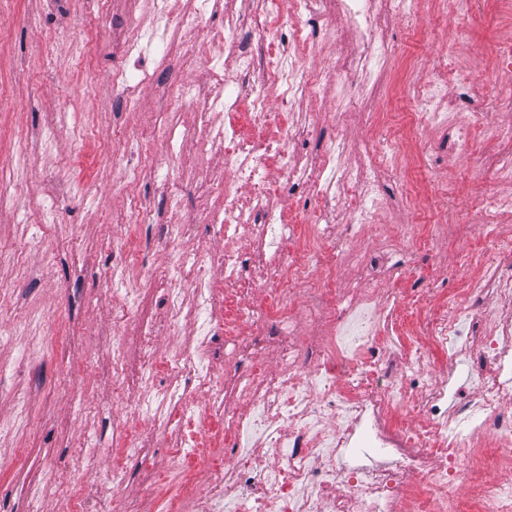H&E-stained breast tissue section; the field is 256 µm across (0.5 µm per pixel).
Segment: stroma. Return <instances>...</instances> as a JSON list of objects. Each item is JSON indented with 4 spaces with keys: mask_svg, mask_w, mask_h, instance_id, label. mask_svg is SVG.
I'll return each instance as SVG.
<instances>
[{
    "mask_svg": "<svg viewBox=\"0 0 512 512\" xmlns=\"http://www.w3.org/2000/svg\"><path fill=\"white\" fill-rule=\"evenodd\" d=\"M47 2L0 0V160L11 158L20 135L50 126L57 133L52 157L31 153L16 176L15 209L0 211V280L9 283L0 291V306L8 310L0 322L11 330L0 335V512H84L88 505L126 512L127 502L141 496L150 478L157 495L145 502L143 512H191L179 485L187 481L205 488L208 469L192 459L183 476L175 477L180 449L135 413L125 381L113 376L109 338L116 301L100 284L112 269L117 239L135 238L144 265L159 277L172 271L180 255L223 252V237L202 216L224 203V148L202 150L198 135L181 139L163 178L155 172L151 152L136 150L137 143L151 141L163 85L192 79L199 86V99L185 103L173 118L179 128L209 96L210 81L203 63L191 62L183 50L161 66L146 49L140 64L161 70V85L141 89L136 111H113L112 73L123 60L114 53L112 39L125 30L131 0H55L52 9ZM419 8L426 15L419 27L397 22L382 29L395 50L380 76L378 96L364 108L355 103V89L337 81L339 62L355 48L353 32L341 20L332 28L311 21L315 51L303 62L319 71L326 97L310 103L278 94L274 101L285 113L337 111L344 122L318 120L303 152L326 151L341 136L352 155L361 154L378 128L414 111V86L441 76L438 50L453 46L461 30L469 48L456 55L455 64L480 74L472 91L475 102L512 83V72L495 71L496 48L512 33V8L504 0H483L477 19L462 12L444 14L434 0H421ZM49 29L61 37L47 62L40 45ZM79 138L84 141L80 149L75 146ZM417 138L430 147L425 162L390 171L379 182L392 200L382 221L391 234L401 224L438 222L445 230L417 254L397 256L406 277L389 279L387 285L416 289L426 310L450 301L465 305L469 298L463 284L478 270L465 264L464 254L479 253L489 238L512 231V218L484 208L487 187L475 178L472 164L449 157L438 131L424 129ZM125 162L141 171L134 184L119 181ZM167 182L183 198L179 210L164 206ZM442 184L450 186L453 199L447 211L429 213L427 206L438 201ZM203 185L208 194H200ZM48 192L54 195L57 224L46 229L40 247L18 259L20 216L33 214ZM134 198L151 207L156 223H134ZM56 317L64 321L63 333L53 337L47 325ZM14 388L27 394L25 412L14 406ZM116 416L131 435L151 440L147 453L155 464L153 477H146L139 456L113 441ZM115 466L127 475L119 490L101 476Z\"/></svg>",
    "mask_w": 512,
    "mask_h": 512,
    "instance_id": "35a3bbf8",
    "label": "stroma"
}]
</instances>
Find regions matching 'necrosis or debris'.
Returning <instances> with one entry per match:
<instances>
[{"label": "necrosis or debris", "mask_w": 512, "mask_h": 512, "mask_svg": "<svg viewBox=\"0 0 512 512\" xmlns=\"http://www.w3.org/2000/svg\"><path fill=\"white\" fill-rule=\"evenodd\" d=\"M176 2L141 0L162 19L156 28L140 29L137 14L127 15L126 24L137 36L121 49L125 67L112 73L114 104L121 111L135 110L140 87L157 80V73L136 66L144 47L164 58L173 39H180L194 44L214 72L223 68L225 55H233L247 86L217 78L194 123L208 144L232 145L225 157L233 176L224 182V204L204 216L228 248L205 260L182 256V267L192 274L186 291L170 278L146 279L123 243L114 247L112 273L101 287L125 302L113 315L112 372L136 374L135 397L152 425L201 458L195 431L182 422L191 413L183 401L184 384L194 380L207 396V409L223 418L226 440L236 445L254 439L268 450L261 464L242 459L211 471L208 490L194 498V512H512V239L493 240L482 272L466 283L475 306L424 313L418 295L403 290L388 291L386 302H379L380 265L394 254L419 249L423 240L414 224L400 225L396 236H387L378 218L388 201L377 176L407 167L413 155L387 136L355 161L341 139L324 155L298 159L295 147L315 124L313 112L278 137L268 135L279 122L271 97L276 86L287 87L294 99L322 98L321 81L297 57L298 46L308 43L306 19H343L357 38L344 75L371 78L389 55L379 34L382 24L417 22L416 0H291L296 23L288 31L270 23L281 0H261V18L248 33L233 18L205 32L221 0H189L181 8ZM247 35L257 50L244 45ZM448 77L445 83L432 78L414 87L419 110L412 125L447 127L452 153L466 160L480 115L449 124L448 111L461 108L462 98L449 96L448 86L467 88L474 75L452 70ZM196 96L192 80L163 94L152 142L166 145L167 157L175 155L170 116ZM273 157L287 167L291 184L313 189L320 207L305 260L294 251L302 239L299 220L281 222L269 207L266 172ZM243 183L253 187L246 201L239 194ZM352 192L358 202L348 222L335 223L337 208ZM360 240L365 248L355 281L339 292L314 283L313 268L345 256ZM148 281L166 303L168 326L191 327L187 342L175 351L158 353L152 322L127 328V312L139 307ZM221 284L245 293L258 286L274 289L281 302L302 301L303 314L272 319L254 304L245 320L222 319L215 313ZM309 319L328 328L327 348L315 359L302 342ZM245 321L266 329L267 337L241 335ZM228 330L236 337L224 348L225 372L218 375L192 352ZM266 339L277 345L276 375H233L237 363L252 357ZM451 343L467 347L473 370L464 399L454 402L426 351L430 344ZM159 357L168 366L169 381L157 395L149 378ZM400 406L423 414L422 423L393 425Z\"/></svg>", "instance_id": "obj_1"}]
</instances>
